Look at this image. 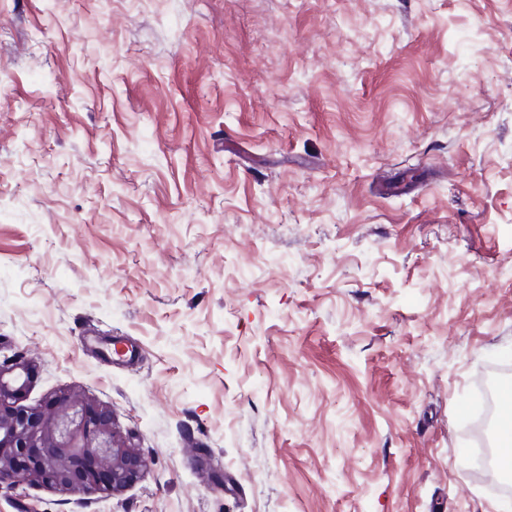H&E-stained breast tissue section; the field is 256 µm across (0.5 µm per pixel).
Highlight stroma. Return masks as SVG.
<instances>
[{"instance_id": "1", "label": "stroma", "mask_w": 512, "mask_h": 512, "mask_svg": "<svg viewBox=\"0 0 512 512\" xmlns=\"http://www.w3.org/2000/svg\"><path fill=\"white\" fill-rule=\"evenodd\" d=\"M15 358L150 469L0 512L512 506L462 412L512 371V0H0Z\"/></svg>"}]
</instances>
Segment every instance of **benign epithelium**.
Returning <instances> with one entry per match:
<instances>
[{"label": "benign epithelium", "instance_id": "1", "mask_svg": "<svg viewBox=\"0 0 512 512\" xmlns=\"http://www.w3.org/2000/svg\"><path fill=\"white\" fill-rule=\"evenodd\" d=\"M0 366V486L37 481L116 494L143 477L148 462L113 428L112 411L81 397L17 404Z\"/></svg>", "mask_w": 512, "mask_h": 512}]
</instances>
